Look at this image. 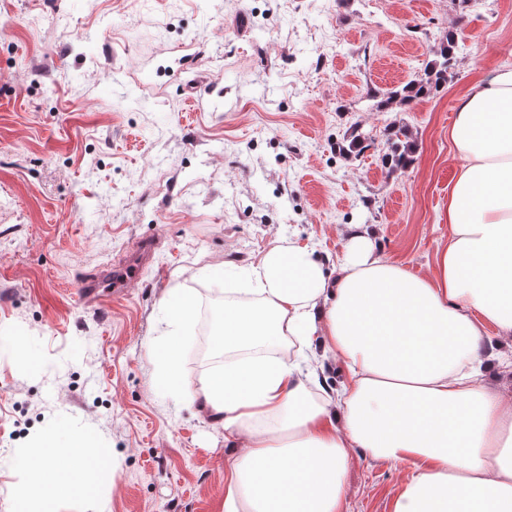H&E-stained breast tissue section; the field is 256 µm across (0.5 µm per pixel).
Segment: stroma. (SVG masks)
Returning a JSON list of instances; mask_svg holds the SVG:
<instances>
[{
    "label": "stroma",
    "instance_id": "obj_1",
    "mask_svg": "<svg viewBox=\"0 0 512 512\" xmlns=\"http://www.w3.org/2000/svg\"><path fill=\"white\" fill-rule=\"evenodd\" d=\"M437 95L385 106L447 31ZM512 66V0H0V512L57 422L118 454L61 466L56 512H221L224 430L158 381L168 289L243 287L279 236L326 270L348 225L428 274L445 244L458 94ZM406 127L414 162L382 161ZM374 146L339 153L351 129ZM138 271L105 285L84 275ZM485 379L512 396V335ZM402 470L352 449L344 512H391Z\"/></svg>",
    "mask_w": 512,
    "mask_h": 512
}]
</instances>
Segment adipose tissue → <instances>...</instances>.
Returning a JSON list of instances; mask_svg holds the SVG:
<instances>
[{
	"instance_id": "obj_1",
	"label": "adipose tissue",
	"mask_w": 512,
	"mask_h": 512,
	"mask_svg": "<svg viewBox=\"0 0 512 512\" xmlns=\"http://www.w3.org/2000/svg\"><path fill=\"white\" fill-rule=\"evenodd\" d=\"M450 139L459 166L431 274L381 258L357 224L334 279L314 250L279 239L247 273L252 301L224 303L223 365L192 382L180 361L196 304L165 297L169 328L150 356L234 448L224 512H342L354 448L405 468L392 512H512V398L478 380L489 329L512 335V69L458 96ZM316 343L347 368L336 388ZM61 436L24 459L20 512H54L57 460L88 463V438Z\"/></svg>"
}]
</instances>
